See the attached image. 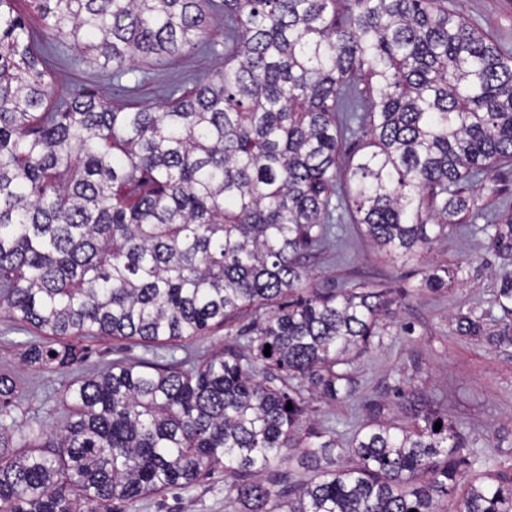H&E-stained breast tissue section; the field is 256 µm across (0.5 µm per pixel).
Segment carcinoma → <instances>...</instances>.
I'll use <instances>...</instances> for the list:
<instances>
[{"mask_svg":"<svg viewBox=\"0 0 512 512\" xmlns=\"http://www.w3.org/2000/svg\"><path fill=\"white\" fill-rule=\"evenodd\" d=\"M16 2L0 0V310L54 339L147 344L269 314L247 352L81 381L55 431L1 420L16 388L0 376V512H102L217 468L235 512L285 497V512H448L457 492L454 512H512V472L446 415L405 426L375 406L347 440L311 421L310 402L351 396L346 366L402 297L304 291L339 208L406 257L479 218L468 186L512 161V53L447 0H35L38 33ZM215 14L224 61L168 85L163 112L55 93L47 59L63 48L146 77L150 60L215 50ZM478 231L512 252V214ZM499 278L487 309L454 317L457 337L512 347V272ZM80 359L41 339L27 354ZM16 435L37 444L10 452ZM294 461L314 477L295 483Z\"/></svg>","mask_w":512,"mask_h":512,"instance_id":"1","label":"carcinoma"}]
</instances>
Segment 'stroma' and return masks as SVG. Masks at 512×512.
Instances as JSON below:
<instances>
[{"label":"stroma","mask_w":512,"mask_h":512,"mask_svg":"<svg viewBox=\"0 0 512 512\" xmlns=\"http://www.w3.org/2000/svg\"><path fill=\"white\" fill-rule=\"evenodd\" d=\"M450 12L488 34L502 50L512 52V0H448ZM217 55L196 50L171 62L149 65L150 78L138 83L128 75L113 86L106 71L76 63L69 55L51 58L55 88L65 93L72 84L85 86L99 98H129L163 111L160 91L172 81L214 73ZM335 245L308 262V287L340 288L366 284L403 296L393 315L383 319L379 335L350 365L353 392L336 405L315 403L316 425L350 438L364 423L371 404L385 415L408 420L414 411L448 414L485 454L499 458L512 471V349H494L459 339L451 314L483 310L498 288V271L512 268V255L492 249L487 236L468 225L450 229L424 257L391 260L371 247L359 225L342 215ZM458 268L455 281L442 288L425 284L428 267ZM250 315L210 329L205 335L168 344L144 345L109 336H73L70 344L82 351L78 363L59 370L25 363L30 341L39 333L28 324L0 313V374L11 377L18 394L8 418L45 429L59 428L67 419L65 394L83 379L111 369L116 362L155 361L202 364L230 344L242 345L241 331ZM231 478L218 470L192 487L173 489L127 505L124 512H234L226 487Z\"/></svg>","instance_id":"obj_1"}]
</instances>
